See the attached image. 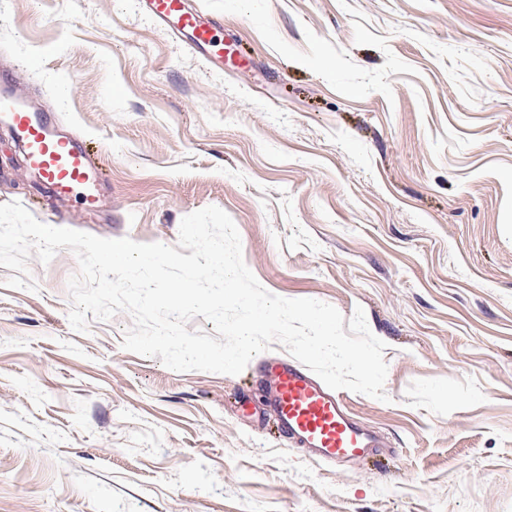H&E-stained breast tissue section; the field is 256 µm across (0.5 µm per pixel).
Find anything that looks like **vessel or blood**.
Returning <instances> with one entry per match:
<instances>
[{"mask_svg":"<svg viewBox=\"0 0 512 512\" xmlns=\"http://www.w3.org/2000/svg\"><path fill=\"white\" fill-rule=\"evenodd\" d=\"M155 19L197 50L216 44L217 22L188 8L185 0H147ZM0 122L24 149L30 167L60 199L78 197L88 211L103 205L102 174L90 150L61 132L44 112L0 73ZM262 396L278 432L316 460L350 462L375 451L381 440L362 426L344 396L300 363L285 357L260 362Z\"/></svg>","mask_w":512,"mask_h":512,"instance_id":"vessel-or-blood-1","label":"vessel or blood"}]
</instances>
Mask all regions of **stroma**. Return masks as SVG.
I'll use <instances>...</instances> for the list:
<instances>
[{
  "label": "stroma",
  "mask_w": 512,
  "mask_h": 512,
  "mask_svg": "<svg viewBox=\"0 0 512 512\" xmlns=\"http://www.w3.org/2000/svg\"><path fill=\"white\" fill-rule=\"evenodd\" d=\"M247 69L139 0H0V54L86 138L110 204L59 202L0 127V204L177 245L216 206L270 293L363 309L387 448L312 461L256 416L257 361L177 372L73 331V252L0 266V512H512V0H188Z\"/></svg>",
  "instance_id": "stroma-1"
}]
</instances>
